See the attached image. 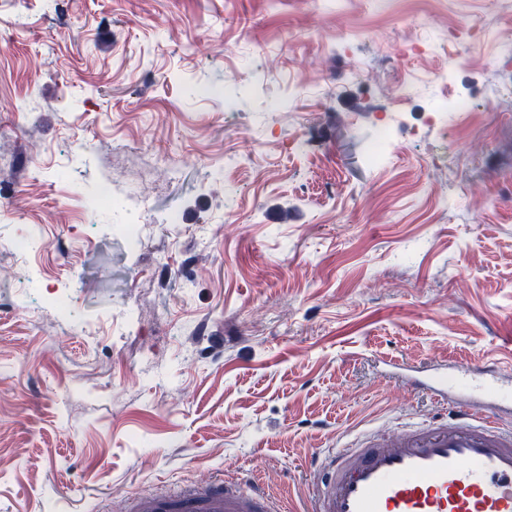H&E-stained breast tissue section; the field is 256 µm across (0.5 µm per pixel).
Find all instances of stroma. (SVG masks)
Segmentation results:
<instances>
[{"label": "stroma", "instance_id": "obj_1", "mask_svg": "<svg viewBox=\"0 0 512 512\" xmlns=\"http://www.w3.org/2000/svg\"><path fill=\"white\" fill-rule=\"evenodd\" d=\"M510 43L512 0H0V249L41 245L0 258V512L249 466L298 512L314 451L446 414L387 361L512 365Z\"/></svg>", "mask_w": 512, "mask_h": 512}]
</instances>
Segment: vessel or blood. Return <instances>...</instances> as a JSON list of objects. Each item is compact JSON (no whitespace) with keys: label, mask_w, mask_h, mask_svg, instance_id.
Instances as JSON below:
<instances>
[{"label":"vessel or blood","mask_w":512,"mask_h":512,"mask_svg":"<svg viewBox=\"0 0 512 512\" xmlns=\"http://www.w3.org/2000/svg\"><path fill=\"white\" fill-rule=\"evenodd\" d=\"M405 383L449 406L447 421L356 434L315 454L309 512H512V374L402 368ZM130 512H287L263 485L210 475L174 492L131 500Z\"/></svg>","instance_id":"b4317fda"}]
</instances>
